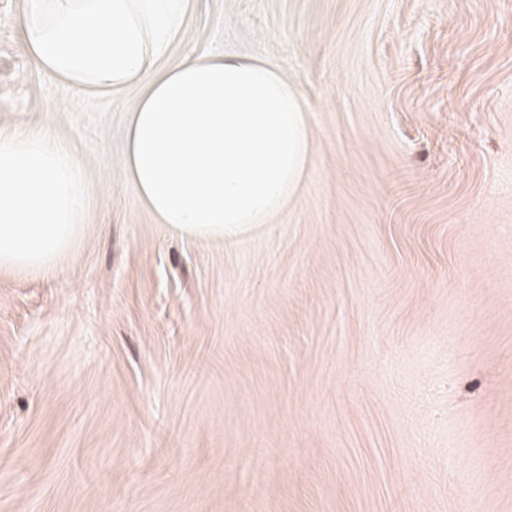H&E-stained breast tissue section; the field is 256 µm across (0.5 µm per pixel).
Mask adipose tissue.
<instances>
[{"instance_id":"1","label":"adipose tissue","mask_w":512,"mask_h":512,"mask_svg":"<svg viewBox=\"0 0 512 512\" xmlns=\"http://www.w3.org/2000/svg\"><path fill=\"white\" fill-rule=\"evenodd\" d=\"M191 0H23L29 61L94 102L140 93L126 125V178L160 223L232 238L272 220L310 163L302 95L257 58L201 54L162 69Z\"/></svg>"}]
</instances>
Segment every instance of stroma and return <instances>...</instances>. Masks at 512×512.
<instances>
[{
	"label": "stroma",
	"mask_w": 512,
	"mask_h": 512,
	"mask_svg": "<svg viewBox=\"0 0 512 512\" xmlns=\"http://www.w3.org/2000/svg\"><path fill=\"white\" fill-rule=\"evenodd\" d=\"M0 0V130L72 146L90 221L0 270V512H512V0H195L168 60H265L308 172L187 239Z\"/></svg>",
	"instance_id": "35a3bbf8"
}]
</instances>
